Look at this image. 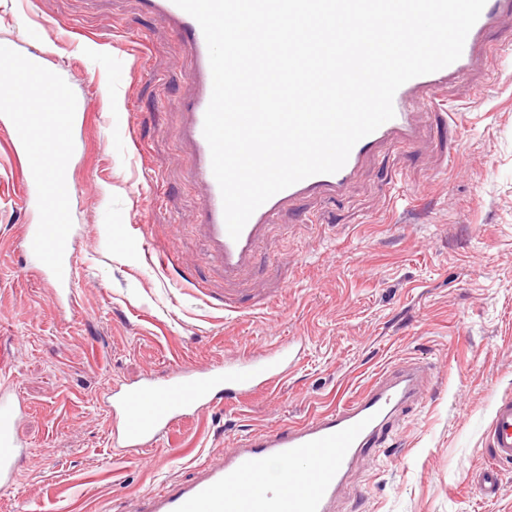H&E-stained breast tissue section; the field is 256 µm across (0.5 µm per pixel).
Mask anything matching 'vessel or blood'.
Wrapping results in <instances>:
<instances>
[{"label":"vessel or blood","instance_id":"b4317fda","mask_svg":"<svg viewBox=\"0 0 512 512\" xmlns=\"http://www.w3.org/2000/svg\"><path fill=\"white\" fill-rule=\"evenodd\" d=\"M141 3L148 12L172 24L194 57L190 78L196 92L175 102L174 107L187 116L180 136L194 148L191 177L201 189L200 217L211 257L229 277L251 265L263 231L275 222L288 201L310 195H339L377 148L414 143L421 132L416 106L430 102L439 87L487 66L490 50L486 35L502 18L512 16V0H486L459 60L402 85L394 96V118L361 139L338 172L315 175L278 192L253 213L239 239L234 240L225 226L222 196L203 135L212 74L202 29L173 0ZM1 60L11 69L0 78V119L10 130L13 158L25 162L20 200L40 212L39 223L26 227L23 247L34 258L36 271L50 277L59 290L61 307L70 308L76 297L71 285L73 226L68 218L71 187L66 161L72 149L69 135L80 115L55 110L60 83L41 66L20 59L12 44L0 41ZM293 359L292 346L285 342L261 353H244L210 369H175L145 384L113 391L109 405L123 417L122 447L147 450L160 443L187 412L271 390L287 377ZM418 383L419 371L415 368L385 373L336 409L246 437L225 452L223 464L203 467L194 479L163 487L146 497L141 512H331L353 462L378 445L393 415L416 397ZM22 411L13 384L1 382L2 491L13 488L23 459L14 435ZM488 439L492 464L479 472L476 483L483 496L490 498L498 493L501 466L512 465V398L496 401Z\"/></svg>","mask_w":512,"mask_h":512}]
</instances>
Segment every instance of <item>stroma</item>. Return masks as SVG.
<instances>
[{
    "mask_svg": "<svg viewBox=\"0 0 512 512\" xmlns=\"http://www.w3.org/2000/svg\"><path fill=\"white\" fill-rule=\"evenodd\" d=\"M0 41L38 56L82 112L66 317L21 244L39 217L15 194L0 127V341L31 448L0 512H136L246 436L325 413L398 365L423 369V394L355 462L335 512H512V467L496 498L474 483L494 403L512 396V67L441 87L417 143L381 147L337 198L285 204L228 279L175 136L193 60L169 22L140 0H0ZM285 340L305 350L274 389L190 414L147 452L119 446L112 389Z\"/></svg>",
    "mask_w": 512,
    "mask_h": 512,
    "instance_id": "obj_1",
    "label": "stroma"
}]
</instances>
